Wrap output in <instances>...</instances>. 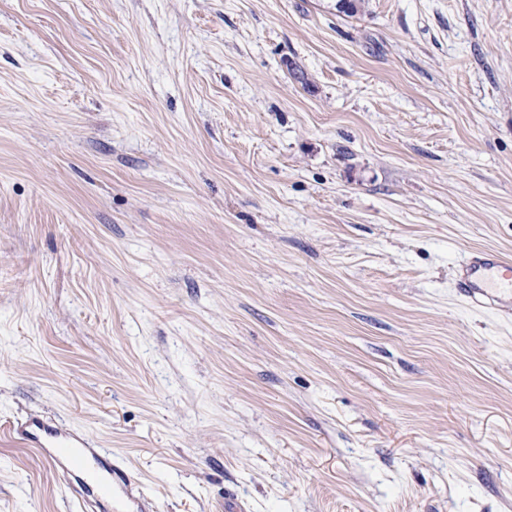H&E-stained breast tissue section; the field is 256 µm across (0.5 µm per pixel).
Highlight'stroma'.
Returning <instances> with one entry per match:
<instances>
[{
  "instance_id": "stroma-1",
  "label": "stroma",
  "mask_w": 512,
  "mask_h": 512,
  "mask_svg": "<svg viewBox=\"0 0 512 512\" xmlns=\"http://www.w3.org/2000/svg\"><path fill=\"white\" fill-rule=\"evenodd\" d=\"M512 0H0V512H512ZM458 293L473 307L512 312V257L495 249L470 253L458 269ZM10 432L23 445L36 449L63 475L77 480L74 491L84 507L112 500L115 491L114 511H154L151 499L133 493L130 476L112 464V457L103 448H94L86 437L67 426L51 418H36L20 422Z\"/></svg>"
}]
</instances>
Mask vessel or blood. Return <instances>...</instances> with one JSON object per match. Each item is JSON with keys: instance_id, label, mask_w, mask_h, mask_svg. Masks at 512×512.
Instances as JSON below:
<instances>
[{"instance_id": "obj_1", "label": "vessel or blood", "mask_w": 512, "mask_h": 512, "mask_svg": "<svg viewBox=\"0 0 512 512\" xmlns=\"http://www.w3.org/2000/svg\"><path fill=\"white\" fill-rule=\"evenodd\" d=\"M458 293L473 307L512 312V257L494 249L470 253L458 269ZM12 435L76 480L82 504L111 500L114 512H154L148 497L134 494L130 476L104 449L50 418L20 422Z\"/></svg>"}]
</instances>
